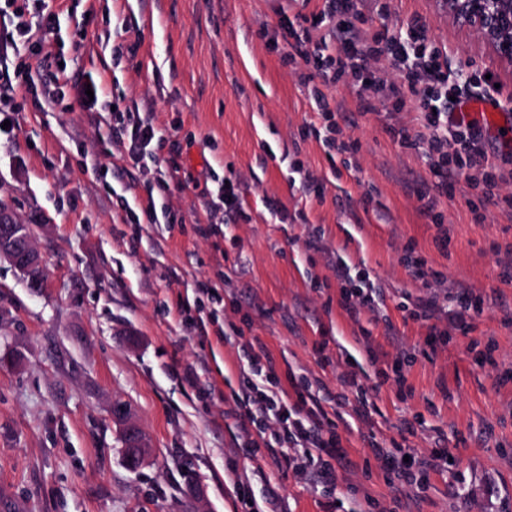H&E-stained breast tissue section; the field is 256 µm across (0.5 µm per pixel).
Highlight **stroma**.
Returning a JSON list of instances; mask_svg holds the SVG:
<instances>
[{"instance_id": "obj_1", "label": "stroma", "mask_w": 512, "mask_h": 512, "mask_svg": "<svg viewBox=\"0 0 512 512\" xmlns=\"http://www.w3.org/2000/svg\"><path fill=\"white\" fill-rule=\"evenodd\" d=\"M387 23L418 14L429 36L467 72L488 69L512 108V72L481 35L448 16L441 0H388ZM62 40L53 52L67 73L90 77L103 98L150 112L163 147L133 162L72 99L54 105L17 89L0 131V200L29 225L43 261L32 288L0 260V512H245L249 491L262 512H512V281L496 252L512 248V219L495 206L474 223L481 189L459 183L437 225L421 215L417 190L433 175L368 115L344 124L356 154L329 155L309 127L323 120L309 86L283 65L259 29L275 31L278 9L299 0H50ZM137 44L112 61V47ZM185 179L147 193L172 151ZM314 180L320 194L306 192ZM243 193L250 222L206 234L225 182ZM154 198L158 221L130 224L126 207ZM277 201L279 212L266 206ZM176 223H169L168 214ZM320 237L329 253L309 250ZM229 258L216 262L218 249ZM428 271L473 292L499 290L501 306L476 315L447 347L424 343L428 321L400 308L427 291L406 268ZM341 256L368 274L382 299L351 320L336 303ZM223 296L204 303L212 329L200 337L181 312L196 282ZM249 325H242V315ZM241 334H231L232 326ZM229 332L221 339L219 331ZM260 337L281 380L306 379L340 392L347 357L365 385L400 353L412 356L409 390L381 386L370 426L338 408L336 423L355 464L335 482L293 462L244 447L224 417L243 385L248 343ZM324 343V354L315 346ZM380 346L371 358L367 344ZM194 371L195 380L185 377ZM128 402L148 453L137 472L121 462L115 400ZM420 468L442 451L451 465L424 482L391 490L366 442Z\"/></svg>"}]
</instances>
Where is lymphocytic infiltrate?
<instances>
[{
    "mask_svg": "<svg viewBox=\"0 0 512 512\" xmlns=\"http://www.w3.org/2000/svg\"><path fill=\"white\" fill-rule=\"evenodd\" d=\"M373 4L374 15L389 12L386 0H324L313 13L288 16L280 12L278 28L282 38L281 58L284 63L299 66V79L313 85V97L326 121L328 148L341 153H355L354 141L343 139L342 129L335 118L324 90L339 83L355 91L360 115L377 114L378 102H391L395 123L386 131L401 147L421 151L435 177L426 183L417 196L420 212L440 223V200L459 182L481 188L485 201L500 209L512 211V197L501 195L500 185L512 179V169L504 170V156L488 151V132L477 120L466 118L461 108L472 100L494 99L495 79L477 72L465 75L452 67L446 49L437 46L428 36L426 21L411 16L399 31L388 26H372L366 14V4ZM15 31L19 39L27 38L31 29L42 30L45 38L29 43L31 54H41L45 39L56 36L58 22L47 11L45 0H29L26 8L15 12ZM319 38H312V31ZM395 70L400 78L388 80L387 70ZM87 83L71 79L65 67H57L42 84L26 83L25 90L35 98L55 103L70 97L85 110L110 113L112 133L122 144L129 158L139 159L148 153L158 134L151 118L141 116L138 106L122 100L97 102L89 99ZM403 112L416 113L415 123L398 121ZM338 306L349 317H358L363 309L373 308L376 289L373 283L356 282L345 262H337ZM496 295L471 294L455 296L453 291H433L409 311L414 319L428 320L425 340L430 349L445 346L453 331H465L475 314L496 304ZM443 324H436V317ZM340 393L319 395L308 383L299 381L283 387L276 374L275 360L262 341L249 343L247 372L240 394L234 395L233 405L225 417L234 418L244 441H251L253 430L266 421H274L277 429L273 444L267 445L268 455H283L286 449L299 448L313 470L323 479L334 480L337 471H347L353 463L342 444L337 424L329 410L336 403L354 395L356 404L352 418L369 423V389L357 373L344 371L339 377Z\"/></svg>",
    "mask_w": 512,
    "mask_h": 512,
    "instance_id": "obj_1",
    "label": "lymphocytic infiltrate"
}]
</instances>
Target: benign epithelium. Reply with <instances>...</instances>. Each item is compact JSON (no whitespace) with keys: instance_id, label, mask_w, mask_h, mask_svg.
Masks as SVG:
<instances>
[{"instance_id":"1","label":"benign epithelium","mask_w":512,"mask_h":512,"mask_svg":"<svg viewBox=\"0 0 512 512\" xmlns=\"http://www.w3.org/2000/svg\"><path fill=\"white\" fill-rule=\"evenodd\" d=\"M448 16L478 30L484 42L502 61L512 64V0H444ZM30 273L29 285H42V260L33 246L26 245L21 255L0 249V258ZM127 445L144 447L143 432L131 420L122 423Z\"/></svg>"}]
</instances>
